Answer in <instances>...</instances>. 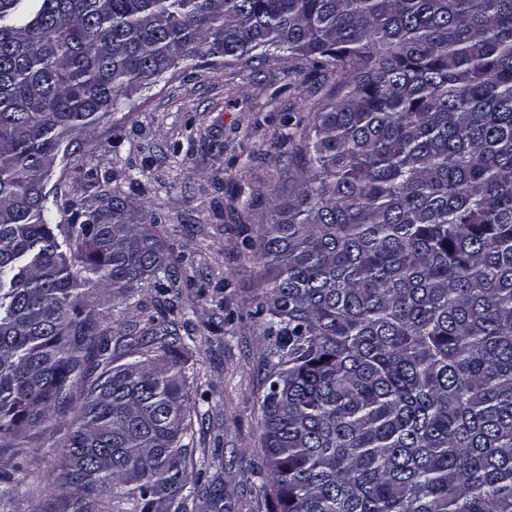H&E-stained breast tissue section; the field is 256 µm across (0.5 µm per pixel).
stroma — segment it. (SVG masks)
Wrapping results in <instances>:
<instances>
[{
  "instance_id": "1",
  "label": "stroma",
  "mask_w": 512,
  "mask_h": 512,
  "mask_svg": "<svg viewBox=\"0 0 512 512\" xmlns=\"http://www.w3.org/2000/svg\"><path fill=\"white\" fill-rule=\"evenodd\" d=\"M333 82L328 71L279 53L263 65L225 64L209 56L177 68L134 94L85 137L46 184L55 223L74 205L120 194L127 209L154 224L179 266L173 319L193 336L190 356L195 467L190 480L220 488L226 512H266L261 403L267 390L260 360L271 342L252 302L257 267L244 256L236 223L268 224L274 185H287V148L273 135L298 121ZM254 199L238 214V189ZM74 414L49 423L19 448H0V479L13 488L0 512H37L63 482L60 459ZM38 459L33 475L17 462Z\"/></svg>"
}]
</instances>
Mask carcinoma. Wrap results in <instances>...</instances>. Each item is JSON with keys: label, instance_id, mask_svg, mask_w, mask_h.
<instances>
[{"label": "carcinoma", "instance_id": "carcinoma-1", "mask_svg": "<svg viewBox=\"0 0 512 512\" xmlns=\"http://www.w3.org/2000/svg\"><path fill=\"white\" fill-rule=\"evenodd\" d=\"M277 52L336 83L276 136L301 175L245 236L273 339L268 512H512V0H0V447L76 381L43 512H224L185 478L183 339L153 315L117 328L82 291L141 308L179 268L118 195L55 232L45 184L170 70Z\"/></svg>", "mask_w": 512, "mask_h": 512}]
</instances>
